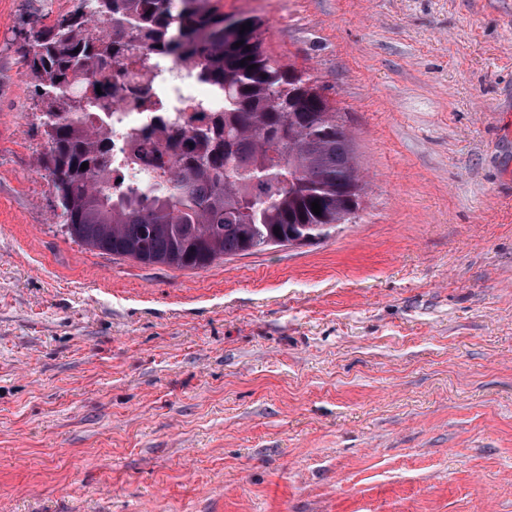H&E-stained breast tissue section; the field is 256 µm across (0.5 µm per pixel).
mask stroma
<instances>
[{
  "label": "stroma",
  "instance_id": "35a3bbf8",
  "mask_svg": "<svg viewBox=\"0 0 512 512\" xmlns=\"http://www.w3.org/2000/svg\"><path fill=\"white\" fill-rule=\"evenodd\" d=\"M312 77L356 223L197 270L65 235L0 0V512H512V0H218Z\"/></svg>",
  "mask_w": 512,
  "mask_h": 512
}]
</instances>
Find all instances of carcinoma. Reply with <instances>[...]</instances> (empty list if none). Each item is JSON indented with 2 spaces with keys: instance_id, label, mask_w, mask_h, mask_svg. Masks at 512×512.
I'll use <instances>...</instances> for the list:
<instances>
[{
  "instance_id": "obj_1",
  "label": "carcinoma",
  "mask_w": 512,
  "mask_h": 512,
  "mask_svg": "<svg viewBox=\"0 0 512 512\" xmlns=\"http://www.w3.org/2000/svg\"><path fill=\"white\" fill-rule=\"evenodd\" d=\"M130 56L145 68L172 58L223 107L199 103L194 111L209 118L187 124L176 116L165 125L161 173L119 182L133 158L112 146L155 133L127 126L124 113L162 105L134 75L115 98L112 67ZM24 64L43 106L41 164L82 246L194 270L319 242L359 218L351 134L310 75L267 54L256 19L229 17L209 0H83L34 33Z\"/></svg>"
}]
</instances>
